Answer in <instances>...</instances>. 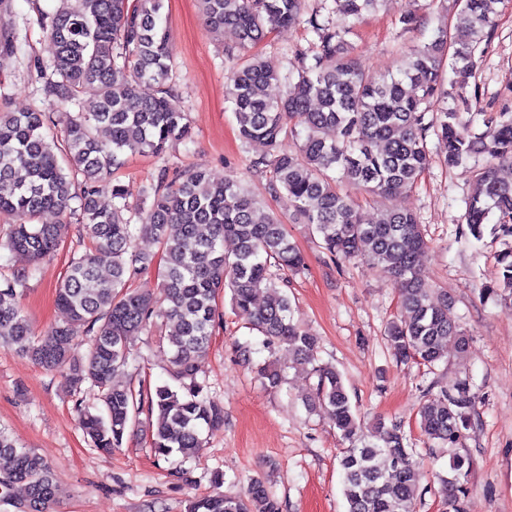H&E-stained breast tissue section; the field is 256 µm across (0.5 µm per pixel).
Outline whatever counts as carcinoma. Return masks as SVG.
<instances>
[{"label":"carcinoma","instance_id":"cac0c4a2","mask_svg":"<svg viewBox=\"0 0 512 512\" xmlns=\"http://www.w3.org/2000/svg\"><path fill=\"white\" fill-rule=\"evenodd\" d=\"M41 14L40 23L53 45L52 77L44 94L61 105L79 107L91 97L95 108L66 116L61 136L46 131L47 115L30 109L0 112V214L13 219L0 248L25 260L0 281V346L21 353L49 372L64 371L71 384L97 389L99 406L86 410L81 427L93 447L113 452L123 445L141 410L154 417L151 447L156 455L184 459L203 447V431L224 425V407L198 382L218 311L219 294L227 293L233 313L259 333L257 344L288 351L293 368L317 377L306 400L310 411L329 416L343 439L339 464L346 512H413L420 464L398 424H379L362 432L339 372L318 362L319 337L294 320L288 300V275L300 272L305 259L289 240L285 224L263 211L241 181L214 182L203 171L164 167L150 186L149 206L131 213L120 203L124 188L112 172L133 154L165 155L188 140L187 114L171 100L176 87L171 48L163 25L165 0H59ZM306 0H200L205 26L215 34L231 33L239 48L251 47L277 28L294 23ZM333 12L347 24L325 25L310 17L315 35L314 63L299 59L297 74L275 72L257 57L246 64L226 60L227 99L240 138L266 148L249 160V168L268 175L267 193H286L293 220L306 224L319 247L336 260H360L387 274L398 292L399 319L389 323L387 342L394 357L436 367L452 346L469 352V337L459 328L448 292L425 280L419 257L429 248L422 225L409 211L390 209L378 220L363 219L353 199L338 187L392 195L413 188L433 164L428 138L439 146V161L456 167L482 157L473 194L466 202L469 233L480 239L490 216L497 215L512 234V181L499 175L512 166V114L481 112L485 130L469 140L456 134L461 110H470V79L491 44L498 17L512 0H458L456 26L469 31L455 40L448 28L434 30L425 41L402 47L395 70L371 82L353 56L347 39L351 25L378 10L382 0H332ZM409 0L399 22L405 30L421 25L420 11L430 8ZM13 33H0V68L17 54ZM454 75L453 105L429 112L442 91L445 68ZM142 83L157 93L146 97ZM283 86L273 98L268 88ZM105 130L107 137L99 138ZM301 137L298 150L284 153L285 138ZM108 192L112 207L98 204ZM52 211L76 219L89 245L71 261L56 291L57 305L68 319L43 333L35 332L20 304V290L44 260L60 248L67 225L38 224ZM159 245V255L133 250L134 230ZM235 248L224 251V240ZM500 286L512 289V249L499 255ZM109 269V276L101 273ZM152 270L160 296L133 287ZM265 295L262 304L258 296ZM162 318L168 325V374L179 383L151 385L122 382L129 364L128 339ZM90 337L84 356L75 355L80 338ZM272 392L285 381L274 360L255 364ZM419 410L417 427L440 447H458L472 427L477 396L469 378L451 386L434 382ZM471 458L453 453L450 476L441 496L448 512H465ZM0 485H22L28 512H47L56 485L48 463L20 448L0 430ZM187 512H282L268 482L250 480L245 493L200 495Z\"/></svg>","mask_w":512,"mask_h":512}]
</instances>
